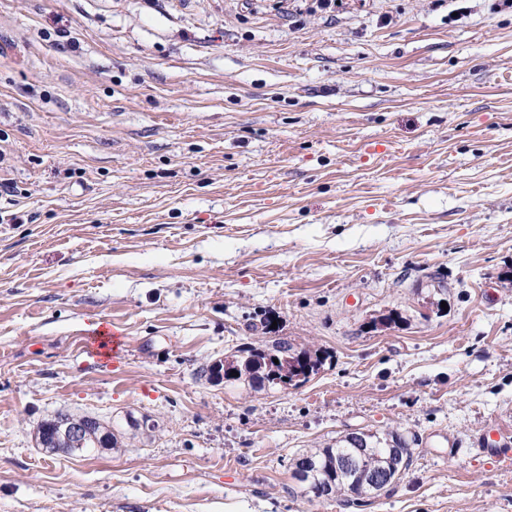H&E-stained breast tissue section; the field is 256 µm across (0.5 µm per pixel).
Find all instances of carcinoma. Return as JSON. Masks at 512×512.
Returning <instances> with one entry per match:
<instances>
[{
	"label": "carcinoma",
	"mask_w": 512,
	"mask_h": 512,
	"mask_svg": "<svg viewBox=\"0 0 512 512\" xmlns=\"http://www.w3.org/2000/svg\"><path fill=\"white\" fill-rule=\"evenodd\" d=\"M322 364L318 351L302 349L296 351L285 342L279 341L268 349L239 348L234 353L213 363L209 375L221 379L222 374L231 371L238 375L231 381L244 382L251 389L293 385L298 386L308 381L311 374L317 372ZM79 419V415L59 411L52 418L41 422L36 428L37 438L42 447L52 451L62 450L71 455H79L89 448H112L115 434L104 422L97 423L79 446L54 441L49 434L53 422L60 418ZM343 455L351 457L347 468L339 464ZM310 461V468L294 470V478L307 485L328 487L329 494L339 497L347 492L357 496H368L381 491L369 482V475L379 468H408L412 452L409 443L400 435L389 432L383 436L377 433L361 434L353 439L349 436L336 442L334 446L311 449L301 455Z\"/></svg>",
	"instance_id": "obj_1"
}]
</instances>
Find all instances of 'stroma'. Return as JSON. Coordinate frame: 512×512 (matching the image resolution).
I'll use <instances>...</instances> for the list:
<instances>
[{"label":"stroma","mask_w":512,"mask_h":512,"mask_svg":"<svg viewBox=\"0 0 512 512\" xmlns=\"http://www.w3.org/2000/svg\"><path fill=\"white\" fill-rule=\"evenodd\" d=\"M4 179L0 512H512L505 0H0ZM279 340L306 383L202 372ZM61 410L116 448H42ZM392 430L379 496L293 477ZM85 415H77L70 412L58 411L51 419H47L41 422L36 428L37 438L39 443L43 448L50 449L52 451L62 450L71 455H79L84 453L89 448H109L112 449L115 444V440L117 441L115 434L112 433V428L102 422L99 419V423H97L88 433L87 437L84 439V443L79 446L69 445L62 441H53L51 435L48 430L53 425V422L60 418H71L73 420L80 419ZM105 424V425H104Z\"/></svg>","instance_id":"stroma-1"}]
</instances>
